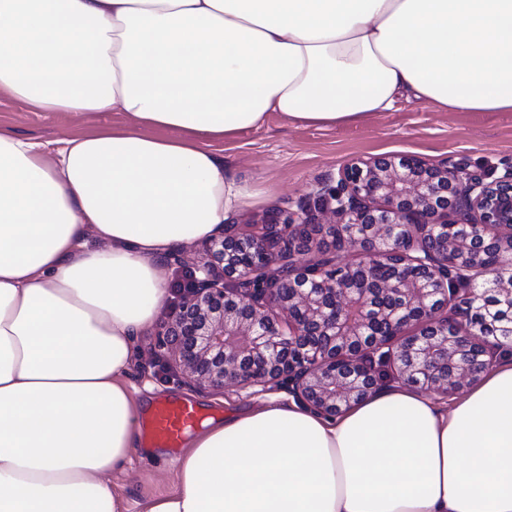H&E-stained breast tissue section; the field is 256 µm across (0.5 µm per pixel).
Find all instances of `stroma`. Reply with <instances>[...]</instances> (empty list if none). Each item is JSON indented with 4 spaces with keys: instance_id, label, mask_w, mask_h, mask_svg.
Segmentation results:
<instances>
[{
    "instance_id": "obj_1",
    "label": "stroma",
    "mask_w": 512,
    "mask_h": 512,
    "mask_svg": "<svg viewBox=\"0 0 512 512\" xmlns=\"http://www.w3.org/2000/svg\"><path fill=\"white\" fill-rule=\"evenodd\" d=\"M127 124L119 112L74 119L56 112H34L0 95V129L42 141ZM223 148L224 162L231 170L243 178L263 179L268 189L262 202L231 215V223L244 228L271 210L293 208L312 199L339 167L354 158L413 155L430 164H462L503 173L512 162V112H446L431 104L403 100L392 111L332 127L294 123L274 112L261 126L225 138ZM129 381L136 403L189 397L211 416L246 409L258 398L250 388L212 391L185 383L180 370L167 365L152 327L136 339ZM177 457L169 448L158 462L136 452L125 469L113 475L112 485L124 498L128 512H145L152 499L176 489Z\"/></svg>"
}]
</instances>
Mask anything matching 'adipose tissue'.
Instances as JSON below:
<instances>
[{"label": "adipose tissue", "instance_id": "obj_1", "mask_svg": "<svg viewBox=\"0 0 512 512\" xmlns=\"http://www.w3.org/2000/svg\"><path fill=\"white\" fill-rule=\"evenodd\" d=\"M0 93L133 126L0 132V512H127V374L166 257L262 195L217 147L279 112H512V0H0ZM148 512H512V359L447 408L387 384L208 420Z\"/></svg>", "mask_w": 512, "mask_h": 512}]
</instances>
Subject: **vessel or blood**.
<instances>
[{
	"label": "vessel or blood",
	"mask_w": 512,
	"mask_h": 512,
	"mask_svg": "<svg viewBox=\"0 0 512 512\" xmlns=\"http://www.w3.org/2000/svg\"><path fill=\"white\" fill-rule=\"evenodd\" d=\"M196 400H156L144 423V437L153 448H180L185 435L205 418Z\"/></svg>",
	"instance_id": "1"
}]
</instances>
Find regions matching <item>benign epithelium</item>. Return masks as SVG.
I'll use <instances>...</instances> for the list:
<instances>
[{
  "mask_svg": "<svg viewBox=\"0 0 512 512\" xmlns=\"http://www.w3.org/2000/svg\"><path fill=\"white\" fill-rule=\"evenodd\" d=\"M200 247L158 333L200 389L285 383L333 415L380 387V366L447 397L512 337V167L355 160L313 200Z\"/></svg>",
  "mask_w": 512,
  "mask_h": 512,
  "instance_id": "benign-epithelium-1",
  "label": "benign epithelium"
}]
</instances>
